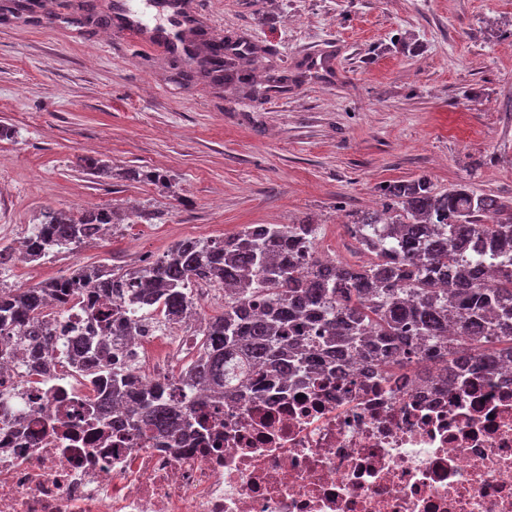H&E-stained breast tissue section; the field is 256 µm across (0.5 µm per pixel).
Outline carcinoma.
<instances>
[{
  "mask_svg": "<svg viewBox=\"0 0 512 512\" xmlns=\"http://www.w3.org/2000/svg\"><path fill=\"white\" fill-rule=\"evenodd\" d=\"M201 53L222 61L224 81L242 80L224 46L207 40ZM126 177L165 188L170 183L159 171L131 169ZM377 191L382 209L352 212L346 223L359 249L371 255L365 264L322 265L318 225L310 219L250 224L221 241H178L135 268L80 266L29 288L0 282V332L35 335L44 309L66 311L91 281L106 293L124 288L133 300L151 298L176 323L192 311V288L205 281L224 288V310L195 331L197 353L182 377L217 394L285 382L288 372L306 366L339 367L355 349L393 369L413 358L419 339L436 347L450 375L466 356L512 358V206L467 184L437 193L425 174ZM110 223L112 211L104 208L76 216L50 209L24 240L27 260L70 252ZM81 308L105 331L126 318L127 308L115 301ZM59 351L94 391L108 390L98 410L111 411L132 392L130 369L96 362L92 338L71 337ZM161 393L143 392L127 416L143 434H173L192 422Z\"/></svg>",
  "mask_w": 512,
  "mask_h": 512,
  "instance_id": "cac0c4a2",
  "label": "carcinoma"
}]
</instances>
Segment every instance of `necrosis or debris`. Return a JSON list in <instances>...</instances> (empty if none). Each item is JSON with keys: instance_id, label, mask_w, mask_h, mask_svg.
<instances>
[{"instance_id": "1", "label": "necrosis or debris", "mask_w": 512, "mask_h": 512, "mask_svg": "<svg viewBox=\"0 0 512 512\" xmlns=\"http://www.w3.org/2000/svg\"><path fill=\"white\" fill-rule=\"evenodd\" d=\"M137 308L110 358L139 389L203 403L205 428L171 448L129 429L134 398L88 416L84 377L29 369L15 357L28 339L0 336V512H512V359L449 376L421 342L392 379L354 355L344 381L316 372L216 403L181 383L182 336Z\"/></svg>"}]
</instances>
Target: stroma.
Instances as JSON below:
<instances>
[{
	"label": "stroma",
	"mask_w": 512,
	"mask_h": 512,
	"mask_svg": "<svg viewBox=\"0 0 512 512\" xmlns=\"http://www.w3.org/2000/svg\"><path fill=\"white\" fill-rule=\"evenodd\" d=\"M122 2L143 37L84 21L83 0L19 15L0 0V244L49 207L119 220L75 252L13 260L7 285L303 218L319 249L364 264L348 213L421 174L437 192L465 183L512 202V0H186L208 36L256 46L238 61L261 81L250 99L185 77L149 35L174 29L172 12ZM88 157L111 175L90 174ZM129 168L167 171L172 187L123 178Z\"/></svg>",
	"instance_id": "stroma-1"
}]
</instances>
